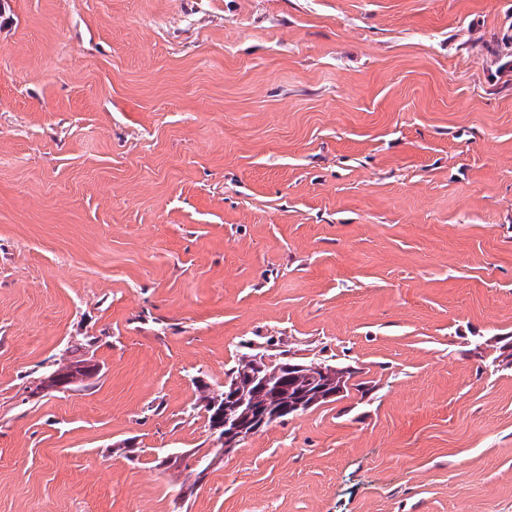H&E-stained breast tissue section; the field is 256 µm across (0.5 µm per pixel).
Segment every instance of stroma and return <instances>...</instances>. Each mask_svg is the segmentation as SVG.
I'll list each match as a JSON object with an SVG mask.
<instances>
[{"mask_svg": "<svg viewBox=\"0 0 512 512\" xmlns=\"http://www.w3.org/2000/svg\"><path fill=\"white\" fill-rule=\"evenodd\" d=\"M0 512H512V0H0ZM256 354L243 353L238 359L237 364L233 366L226 374L227 378L234 380L238 379L240 386L243 390H246L252 396V407L251 409L236 408L232 404L224 406V403L237 402L239 405H243L246 402V398L243 393L237 389V385L229 380L224 381V388L220 389L218 393L210 392L207 386H204V390H201V395L198 397V401L202 403V407L208 413L210 429L215 433L214 441L217 444L215 451L220 452L223 450L224 454L233 450L236 446L241 444L244 440L248 439L252 435L258 433L263 427L264 421L256 425L252 430L245 434L251 428V421L257 412H266L270 417L276 415V418L269 424L267 423L264 428L273 424L281 423L288 416H282L279 413L282 407L288 406L289 408L284 409L285 414L297 415L294 409H291L297 405H301L300 412L307 411L311 408L317 407L321 404L334 401L335 399H321L325 392H321V387H331V389H343L346 388L347 380L350 376L348 370H344L343 367L337 366L335 363H329L327 360L322 359H311L307 361H293L290 359H280L279 362L272 363L266 368L264 374L267 383L270 387H277L281 383L282 374L279 370V365L284 363H295L301 366V369L296 372V375L292 377V371L295 369L294 366L288 365L284 367L285 378L289 379L288 384L282 386L276 394L270 392H254L253 386L248 380V371L251 370V359ZM266 356L257 355L253 358V369L254 372H249L250 378L253 382H258V388H263L264 391L268 390L265 386V380L260 376V372L267 365ZM350 375V374H349ZM224 391V392H223ZM340 391V392H341ZM224 395V397H223ZM224 406V414L227 413L238 420L242 424H246V430L242 429L237 423L230 421L216 422L213 427V414L216 408H212L213 405ZM280 421V419H282ZM213 428V429H212ZM224 428V431H221ZM86 375H76L72 378H60L58 375H56L54 372H49L46 376H44L39 384V386L36 388V392H34L35 395L44 393H52V392H66L70 391L72 388H70L71 385L79 383V380L81 378L83 379H89L93 377V374L95 373L96 369L89 368L87 370ZM197 457H200L199 461ZM215 457L216 452L212 451L210 448H207L204 452L201 448H195L193 451H190L189 458H191L192 463H184L182 471H188V477H194L193 484H197L201 479L202 468L212 464Z\"/></svg>", "mask_w": 512, "mask_h": 512, "instance_id": "obj_1", "label": "stroma"}]
</instances>
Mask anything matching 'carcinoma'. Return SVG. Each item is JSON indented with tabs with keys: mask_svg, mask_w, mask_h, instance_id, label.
Masks as SVG:
<instances>
[{
	"mask_svg": "<svg viewBox=\"0 0 512 512\" xmlns=\"http://www.w3.org/2000/svg\"><path fill=\"white\" fill-rule=\"evenodd\" d=\"M252 355L244 353L238 359L237 364L227 373V378L239 380L242 389L246 390L252 396V407L250 409L236 408L231 404H224V392H211L209 389L201 391L198 401L208 413V419H213L215 409L213 405L217 404L224 407V412L237 418L243 424H250L253 417L258 412H265L273 417V422L278 423L282 419L280 409L288 406L293 408L300 406V411L304 412L311 408L326 403L322 399V387H331L336 389H345L347 380V371L333 363L322 359H311L300 361L298 365L301 369L296 375L288 381V384L281 385L282 374L279 370V364L286 363V359H280V362H274L265 370V377L269 386L278 388V392L271 394L269 392H255L253 386L248 380V371L251 370ZM217 448L211 450L193 449L190 452L191 462L184 463L183 470L188 472V476L194 478V482L201 479L202 468L214 462L216 453L224 450V443L219 438H214Z\"/></svg>",
	"mask_w": 512,
	"mask_h": 512,
	"instance_id": "cac0c4a2",
	"label": "carcinoma"
}]
</instances>
